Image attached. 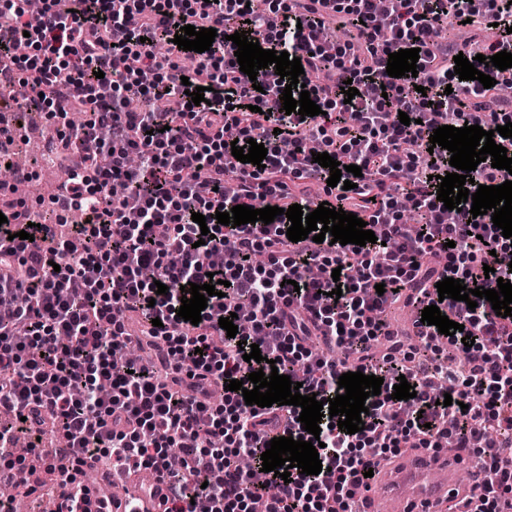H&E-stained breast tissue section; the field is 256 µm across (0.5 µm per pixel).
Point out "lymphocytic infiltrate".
I'll return each instance as SVG.
<instances>
[{
    "label": "lymphocytic infiltrate",
    "mask_w": 512,
    "mask_h": 512,
    "mask_svg": "<svg viewBox=\"0 0 512 512\" xmlns=\"http://www.w3.org/2000/svg\"><path fill=\"white\" fill-rule=\"evenodd\" d=\"M213 28L209 51L186 52L174 44L180 27ZM467 26L481 36L477 47L442 38V30ZM350 37L326 50L329 27ZM0 76L26 82L16 106L40 112L58 137L55 163L78 155L61 185L66 213L30 226L16 201L0 203V408L18 425H0V449L17 432L39 431L53 421L67 441V463L56 476L57 512H106L92 501L84 475L90 464L130 474L152 469L172 487L169 512H224L250 505L259 491L238 466L242 456L260 457L270 441L287 432L309 440L300 407L246 404L229 390L230 380L259 370L244 361L240 342L258 344L279 374L300 383L301 394L328 400L346 372L381 377V393L369 396L361 432L320 423V474L292 472L268 497L267 512H358L354 486L373 465L405 448H436L454 433L460 448L488 430L512 434V317L497 316L486 299L476 309L440 299L436 284L453 277L462 284L497 286L512 277L500 263L485 274L489 251L512 252L490 215L472 216L470 203L448 213L437 191L450 173L451 153L431 147L437 117L451 126L484 130L512 122V101L498 84L512 68L486 67L497 82L486 89L454 72V58L512 53V0H72L58 11L44 0L38 24H30L25 0H0ZM247 32L263 49L300 58L311 100L321 115L286 113V87L274 68L249 79L240 70L231 34ZM30 53L15 57L16 43ZM419 51L416 75L388 76V56ZM192 59L193 68L182 65ZM358 94L347 98L343 85ZM205 87L194 104L187 86ZM140 100L131 111L128 100ZM86 121L72 125V113ZM409 124H402L400 113ZM264 144L263 167L237 161L232 144ZM340 164L356 188L327 186L329 169L312 158L311 141ZM431 154L421 165L418 158ZM136 197L127 209L113 197V184ZM322 187L330 208L357 214L377 241L366 246L289 241L286 208L304 213L317 203L310 184ZM265 198L281 207L274 222L235 228L216 213ZM410 199L421 221L409 231L402 201ZM80 212L84 223L72 224ZM205 216V225L191 219ZM30 230L28 240L17 239ZM263 252L265 264L253 257ZM339 279H332V272ZM215 278L226 281L224 297L210 296L199 324L178 317L181 288ZM384 284L377 293L376 284ZM167 293H158V285ZM341 297H332V289ZM404 304L415 312L430 305L461 323L463 331L440 334L420 324L424 349L449 345L464 352L463 335L480 350V363L452 372L432 359L407 365L401 345L389 336L386 313ZM233 317L238 332L227 338L220 319ZM160 326H153V319ZM223 336V347L211 339ZM155 346L152 365L118 362L129 346ZM416 391L414 413H401L392 397L397 377ZM452 405H444V397ZM184 466L170 471V449ZM512 461L485 465L474 512H512Z\"/></svg>",
    "instance_id": "f902f5d3"
}]
</instances>
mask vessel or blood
Listing matches in <instances>:
<instances>
[{
  "instance_id": "1",
  "label": "vessel or blood",
  "mask_w": 512,
  "mask_h": 512,
  "mask_svg": "<svg viewBox=\"0 0 512 512\" xmlns=\"http://www.w3.org/2000/svg\"><path fill=\"white\" fill-rule=\"evenodd\" d=\"M478 457L462 458L420 453L397 460L393 465L378 469L376 480L367 490L369 506L366 512H379L381 504H388L391 512H415V505L444 502L455 504L458 512H472L480 489L477 485H461L460 469L479 473ZM170 492L161 482L137 489L134 495L124 499L117 512H167Z\"/></svg>"
}]
</instances>
